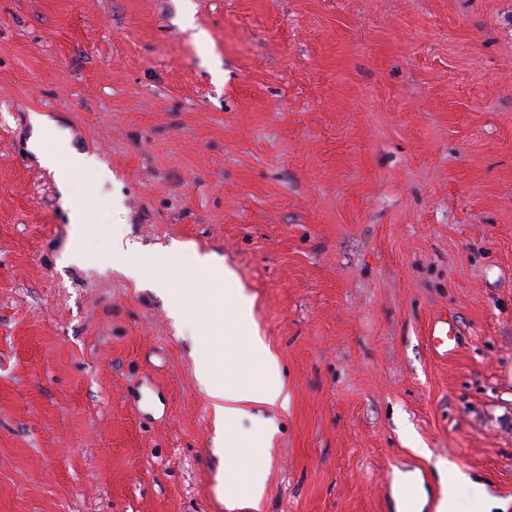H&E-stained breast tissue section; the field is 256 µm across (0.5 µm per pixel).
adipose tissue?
Masks as SVG:
<instances>
[{"mask_svg":"<svg viewBox=\"0 0 512 512\" xmlns=\"http://www.w3.org/2000/svg\"><path fill=\"white\" fill-rule=\"evenodd\" d=\"M30 147L40 164L54 172L63 167L71 172H79L94 166L92 158L69 148L63 139H56L54 146H46L43 141V123L39 120L34 123ZM195 261L208 272L214 321L223 322L222 307L225 300H235L234 329L236 333L247 336L246 347L252 358V370L247 383L244 384L226 377L221 365L215 360L205 359L199 363L197 378L214 401L217 425H231L243 414L244 407L248 404L272 407L285 404L287 397L283 393V384L279 379L278 361L257 332L252 330L251 303L243 294L234 273L224 266L214 264L206 256H196Z\"/></svg>","mask_w":512,"mask_h":512,"instance_id":"1","label":"adipose tissue"}]
</instances>
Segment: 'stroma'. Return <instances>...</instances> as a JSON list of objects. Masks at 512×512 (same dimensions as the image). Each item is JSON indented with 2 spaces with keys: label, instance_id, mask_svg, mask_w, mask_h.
Segmentation results:
<instances>
[{
  "label": "stroma",
  "instance_id": "obj_1",
  "mask_svg": "<svg viewBox=\"0 0 512 512\" xmlns=\"http://www.w3.org/2000/svg\"><path fill=\"white\" fill-rule=\"evenodd\" d=\"M36 114L110 178L42 167ZM171 248L181 321L126 273ZM196 254L288 394L223 430ZM448 462L453 512H512V0H0V512H437ZM267 432L258 431L249 438L243 440L236 448L238 453L225 457L224 481L227 486H232L238 465L244 460H250L254 456L263 455L266 451Z\"/></svg>",
  "mask_w": 512,
  "mask_h": 512
}]
</instances>
